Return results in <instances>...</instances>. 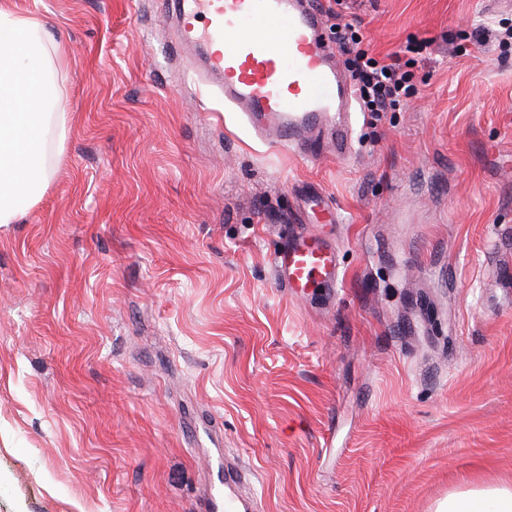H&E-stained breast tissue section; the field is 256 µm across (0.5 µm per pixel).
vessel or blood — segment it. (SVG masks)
Masks as SVG:
<instances>
[{
  "instance_id": "obj_1",
  "label": "vessel or blood",
  "mask_w": 512,
  "mask_h": 512,
  "mask_svg": "<svg viewBox=\"0 0 512 512\" xmlns=\"http://www.w3.org/2000/svg\"><path fill=\"white\" fill-rule=\"evenodd\" d=\"M183 44L200 49L224 102L257 137L301 158L350 147L352 89L336 65L326 23L309 0H175ZM277 280L291 294L334 291L342 269L336 244L296 228L273 257ZM215 494L201 512H254L234 464H216Z\"/></svg>"
}]
</instances>
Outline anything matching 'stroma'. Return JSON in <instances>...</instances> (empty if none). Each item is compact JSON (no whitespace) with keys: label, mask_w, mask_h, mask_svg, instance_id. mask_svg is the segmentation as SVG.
Segmentation results:
<instances>
[{"label":"stroma","mask_w":512,"mask_h":512,"mask_svg":"<svg viewBox=\"0 0 512 512\" xmlns=\"http://www.w3.org/2000/svg\"><path fill=\"white\" fill-rule=\"evenodd\" d=\"M65 43L72 129L0 227V512H197L237 456L263 512H434L512 481V55L487 0H354L415 95L351 152H279L160 0H10ZM322 191L336 296L271 256ZM493 36L498 48L506 50L512 48V28H503V30H492L488 28H476L466 40H471L480 45L485 46L491 41Z\"/></svg>","instance_id":"stroma-1"}]
</instances>
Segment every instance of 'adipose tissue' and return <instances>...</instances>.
I'll use <instances>...</instances> for the list:
<instances>
[{"mask_svg": "<svg viewBox=\"0 0 512 512\" xmlns=\"http://www.w3.org/2000/svg\"><path fill=\"white\" fill-rule=\"evenodd\" d=\"M63 43L42 22L0 0V225L42 195L67 133ZM437 512H512V486L450 495Z\"/></svg>", "mask_w": 512, "mask_h": 512, "instance_id": "ef3b65f1", "label": "adipose tissue"}]
</instances>
